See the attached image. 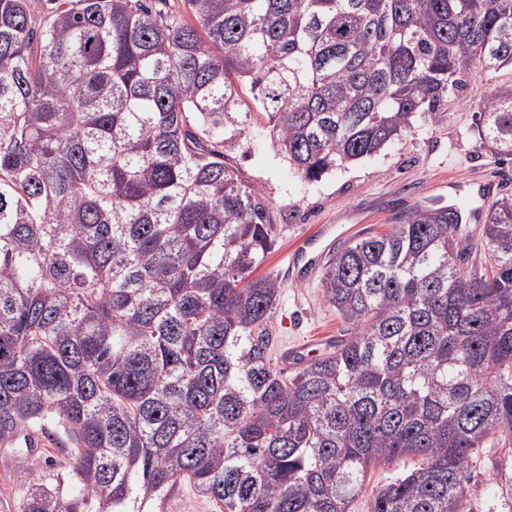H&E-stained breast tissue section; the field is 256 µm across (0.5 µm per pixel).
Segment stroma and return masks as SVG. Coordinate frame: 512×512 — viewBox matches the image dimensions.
Wrapping results in <instances>:
<instances>
[{
    "label": "stroma",
    "instance_id": "35a3bbf8",
    "mask_svg": "<svg viewBox=\"0 0 512 512\" xmlns=\"http://www.w3.org/2000/svg\"><path fill=\"white\" fill-rule=\"evenodd\" d=\"M512 82L503 69L493 80L473 74L466 88L450 91L441 105L438 122L418 120L411 133L380 154L336 169L320 181L302 180L271 147L266 119L251 116L248 129L224 154L243 177L256 185L266 204V216L276 228L277 244L259 267V274L281 283L273 330L283 349L305 351L307 343L328 342L341 335L343 323L326 301L320 279L300 280L288 268L289 252L324 224L337 232H385L418 205H460L486 212L480 196L489 185L492 197L512 192V161L495 162L477 132V104L493 84ZM512 447L498 445L488 435L473 449L471 478L465 493L472 512H512V502L498 497V487L512 483ZM71 459L63 449L0 447V512H21L25 485L21 479L35 468L41 482L60 486L64 494H78L67 481Z\"/></svg>",
    "mask_w": 512,
    "mask_h": 512
}]
</instances>
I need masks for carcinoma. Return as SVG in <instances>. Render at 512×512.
Wrapping results in <instances>:
<instances>
[{
	"label": "carcinoma",
	"instance_id": "1",
	"mask_svg": "<svg viewBox=\"0 0 512 512\" xmlns=\"http://www.w3.org/2000/svg\"><path fill=\"white\" fill-rule=\"evenodd\" d=\"M0 0V433L37 429L82 495L22 512H470L471 452L512 444V194L350 242L321 285L346 333L274 364L276 244L224 144L257 109L307 181L437 121L512 66V0ZM249 89L254 105L240 95ZM512 160V84L480 105ZM412 467L407 459L395 460L393 463L376 466L369 474L368 483L362 496L354 503L351 512H370L375 494L386 477L394 476ZM164 512H219L213 502L182 485L163 505Z\"/></svg>",
	"mask_w": 512,
	"mask_h": 512
}]
</instances>
